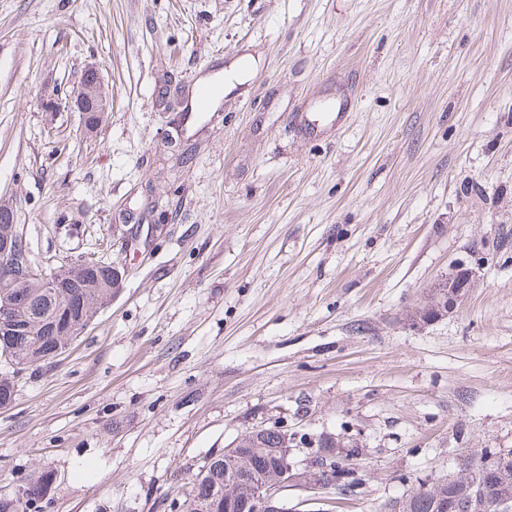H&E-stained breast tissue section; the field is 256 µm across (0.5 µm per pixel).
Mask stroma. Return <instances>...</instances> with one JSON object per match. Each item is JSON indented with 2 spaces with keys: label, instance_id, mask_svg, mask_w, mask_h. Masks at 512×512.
<instances>
[{
  "label": "stroma",
  "instance_id": "1",
  "mask_svg": "<svg viewBox=\"0 0 512 512\" xmlns=\"http://www.w3.org/2000/svg\"><path fill=\"white\" fill-rule=\"evenodd\" d=\"M1 204L39 268L122 278L17 376L0 495L50 470L43 512H171L277 423L358 446L334 512H390L512 448V0H0ZM73 98L78 110L82 112L87 130L97 129L101 123V114L107 112L109 105L104 81L98 67L90 66L84 70ZM88 117L91 118L88 119ZM458 278H460L461 280H460L459 284H455L454 288L449 287L452 280L444 283L445 287H447V284H448V303H447V305L439 302V299L437 296L438 292H436V294H435V289H440L439 287H440L441 283H439L433 287V289L431 291L430 301L428 302V304H426L424 306L416 307L414 309L413 313L411 314V318L409 319V321L411 322L410 324L412 326L420 325V323L423 322L421 319V316L424 313L430 311L431 309L436 310L438 308H441L439 317L446 315L449 312V310H451L457 304L459 299L462 297V295L465 291V288H468L470 280H471V272L468 269L464 270L463 272L459 273Z\"/></svg>",
  "mask_w": 512,
  "mask_h": 512
}]
</instances>
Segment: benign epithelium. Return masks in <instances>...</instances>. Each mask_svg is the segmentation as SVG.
<instances>
[{
	"label": "benign epithelium",
	"instance_id": "7a95c632",
	"mask_svg": "<svg viewBox=\"0 0 512 512\" xmlns=\"http://www.w3.org/2000/svg\"><path fill=\"white\" fill-rule=\"evenodd\" d=\"M74 102L82 112L87 130L97 129L101 114L109 105L104 81L99 68L90 66L84 70L81 81L73 94ZM24 237L15 224L13 209L0 207V340L21 336L27 323L17 317L18 311L29 305L32 299L31 288L37 286L52 293L64 288L62 276H38L27 259L19 255L24 249ZM460 282L448 289V303L439 302L437 294H431L430 301L414 309L410 322L413 326L422 323L421 316L432 310L441 309L446 315L462 297L469 286L471 272L459 273ZM276 441V447L257 448L255 444L263 438ZM297 437L289 436L282 427L260 426L238 438L234 444L211 458L220 457L226 463L224 468V512H288L282 493L290 487L303 489H328L336 485L333 473L343 472L348 476L358 475L360 464L354 454L342 459L336 458L332 450L323 451L322 437L318 447L308 452L307 457L296 462L291 457L290 444Z\"/></svg>",
	"mask_w": 512,
	"mask_h": 512
}]
</instances>
